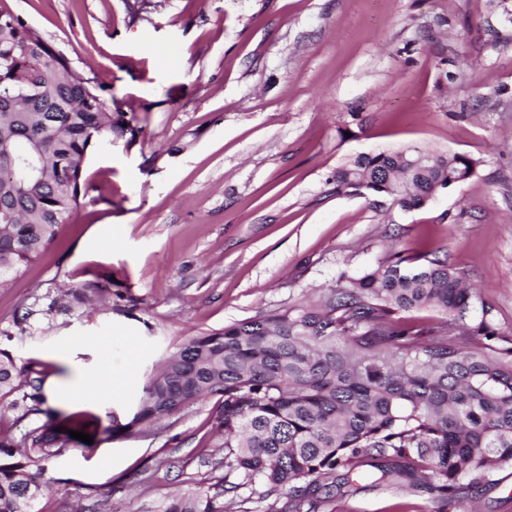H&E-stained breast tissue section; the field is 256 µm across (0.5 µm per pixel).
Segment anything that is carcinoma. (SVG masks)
Instances as JSON below:
<instances>
[{
	"label": "carcinoma",
	"instance_id": "carcinoma-1",
	"mask_svg": "<svg viewBox=\"0 0 512 512\" xmlns=\"http://www.w3.org/2000/svg\"><path fill=\"white\" fill-rule=\"evenodd\" d=\"M17 15L0 11V55L30 38ZM66 58L51 44L0 70V143L39 160L43 179L0 178V208L22 205L0 223V287L37 259L77 211L91 148L122 135L124 115L106 108L103 87L63 79ZM35 77L42 94L16 103V83ZM480 160L415 146L362 153L326 178L336 195L393 198L404 210L473 176ZM110 289L88 281L65 293L66 309L93 306ZM464 273L438 256L411 265L396 254L359 277L298 306L260 312L193 336L166 358L125 427L150 428L203 397L220 403L226 477L178 491L156 512H229L226 495L248 488L266 512H319L332 495L353 494L361 469L377 481L455 498L512 466V336L482 308L470 318ZM445 315L437 327L408 313ZM35 364L0 350V398L16 396V423L43 413ZM65 431L49 422L0 437V512H31L44 468L62 454ZM235 481L229 483L227 478Z\"/></svg>",
	"mask_w": 512,
	"mask_h": 512
}]
</instances>
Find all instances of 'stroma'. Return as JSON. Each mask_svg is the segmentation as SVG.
Returning a JSON list of instances; mask_svg holds the SVG:
<instances>
[{
  "label": "stroma",
  "mask_w": 512,
  "mask_h": 512,
  "mask_svg": "<svg viewBox=\"0 0 512 512\" xmlns=\"http://www.w3.org/2000/svg\"><path fill=\"white\" fill-rule=\"evenodd\" d=\"M104 86L136 136L98 145L90 192L48 251L0 288V348L66 388L104 350L135 349L110 384L46 401L36 424L90 420L46 465L33 512H153L223 477L207 398L145 430L127 423L188 338L297 305L390 254L447 255L512 334V0H0ZM417 146L482 161L424 207L336 195L362 152ZM109 279L110 302L65 311ZM34 308L26 333L15 317ZM512 512V467L447 512ZM434 495L365 479L324 512H437ZM109 288H103L100 281H88L78 288H70L66 297V309L68 311L80 310L93 306L100 298L111 295Z\"/></svg>",
  "instance_id": "obj_1"
}]
</instances>
